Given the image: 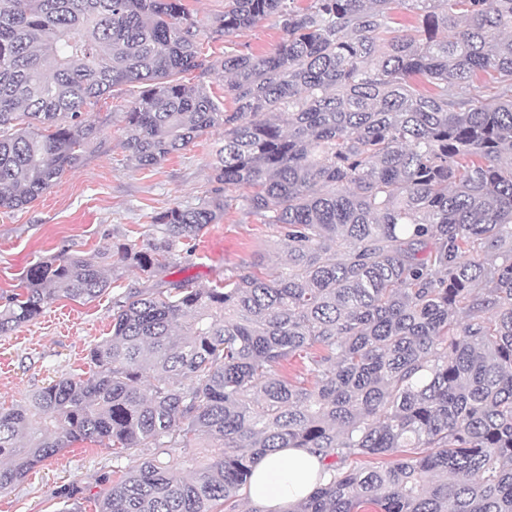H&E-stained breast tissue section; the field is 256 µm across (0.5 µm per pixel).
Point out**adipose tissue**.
<instances>
[{
    "label": "adipose tissue",
    "instance_id": "obj_1",
    "mask_svg": "<svg viewBox=\"0 0 512 512\" xmlns=\"http://www.w3.org/2000/svg\"><path fill=\"white\" fill-rule=\"evenodd\" d=\"M322 470L317 456L298 448L282 449L254 464L248 500L255 512H281L312 493Z\"/></svg>",
    "mask_w": 512,
    "mask_h": 512
}]
</instances>
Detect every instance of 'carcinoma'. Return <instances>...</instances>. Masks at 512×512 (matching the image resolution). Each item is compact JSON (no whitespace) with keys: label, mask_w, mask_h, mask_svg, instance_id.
<instances>
[{"label":"carcinoma","mask_w":512,"mask_h":512,"mask_svg":"<svg viewBox=\"0 0 512 512\" xmlns=\"http://www.w3.org/2000/svg\"><path fill=\"white\" fill-rule=\"evenodd\" d=\"M270 19L273 52L202 57ZM198 69L224 73L233 110L183 81ZM132 83L129 161L222 126L211 187L101 253L154 285L112 297L88 376L0 409V490L107 440L97 512H237L259 458L303 448L332 479L286 512H512V0H224L208 27L183 0H0V209L77 167L92 107ZM231 188L282 229L286 267L161 279ZM119 279L40 261L0 298V335Z\"/></svg>","instance_id":"carcinoma-1"}]
</instances>
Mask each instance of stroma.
Returning <instances> with one entry per match:
<instances>
[{
	"label": "stroma",
	"instance_id": "1",
	"mask_svg": "<svg viewBox=\"0 0 512 512\" xmlns=\"http://www.w3.org/2000/svg\"><path fill=\"white\" fill-rule=\"evenodd\" d=\"M280 37L267 20L226 38L204 39L202 52L213 62L233 50L265 54ZM139 91L134 84L125 87L121 99L103 97L91 114L100 133L81 164L28 207L0 210V294L21 288L37 262L63 253L95 260L106 245L149 238L155 233L151 213L193 203L208 187L210 165L224 141L220 127L157 167L140 170L129 162L119 107ZM287 253L280 228L262 223L237 201L220 223L205 228L193 253L173 258L164 278L208 288L227 275L254 271L257 264L285 262ZM111 329L107 293L88 302L57 298L36 321L0 335V408L24 402L59 377L88 375V350ZM111 473V443H74L22 483L0 491V512H58L59 492L66 488L74 490L82 512H96L100 480Z\"/></svg>",
	"mask_w": 512,
	"mask_h": 512
}]
</instances>
